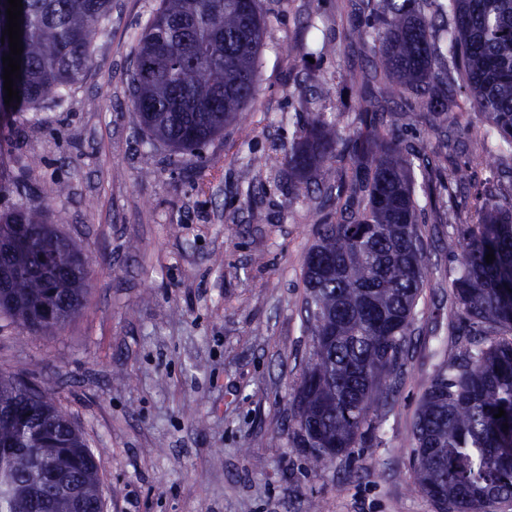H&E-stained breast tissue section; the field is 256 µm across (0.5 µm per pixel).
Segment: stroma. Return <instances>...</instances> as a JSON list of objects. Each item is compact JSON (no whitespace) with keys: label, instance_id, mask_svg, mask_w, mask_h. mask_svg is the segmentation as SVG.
I'll return each mask as SVG.
<instances>
[{"label":"stroma","instance_id":"1","mask_svg":"<svg viewBox=\"0 0 512 512\" xmlns=\"http://www.w3.org/2000/svg\"><path fill=\"white\" fill-rule=\"evenodd\" d=\"M157 6L112 0L71 96L8 121L0 180L25 182L90 275L81 311L55 334L0 318V372L44 390L82 433L104 512H437L414 480L412 428L461 325L447 214L422 226L427 281L376 440L323 467L293 442V391L312 353L305 258L336 197L314 187L294 198L281 160L300 135L299 100L336 113L341 137L356 131L353 78L370 73L375 48L350 37L351 0H257V96L207 145L204 169L147 146L130 110L135 37ZM314 40L326 52L312 63ZM372 88L404 141L446 153L463 173L459 196L498 175L495 158L468 167L474 135L433 128L387 100L382 83Z\"/></svg>","mask_w":512,"mask_h":512}]
</instances>
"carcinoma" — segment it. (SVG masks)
<instances>
[{"label":"carcinoma","instance_id":"cac0c4a2","mask_svg":"<svg viewBox=\"0 0 512 512\" xmlns=\"http://www.w3.org/2000/svg\"><path fill=\"white\" fill-rule=\"evenodd\" d=\"M112 0H23L21 99L0 113L65 100L89 68ZM356 37L378 43L372 66L390 93L435 126L484 125L481 153L512 157V0H356ZM266 21L256 0H160L134 52L132 108L153 142L204 165V148L256 96ZM355 136L299 102L303 139L284 153L295 197L324 172L336 218H324L304 266L313 357L293 392L296 445L322 466L372 439L397 387L426 282L425 208L413 160L444 156L406 145L360 94ZM331 161L323 167L325 161ZM0 212V315L32 335L60 330L83 303L88 261L14 183ZM476 221L448 237L461 346L428 382L412 437L416 483L438 512H493L512 500V191L475 193ZM493 262H486L489 250ZM505 416L494 417L498 408ZM87 512L102 501L94 452L43 394L0 378V512Z\"/></svg>","mask_w":512,"mask_h":512}]
</instances>
